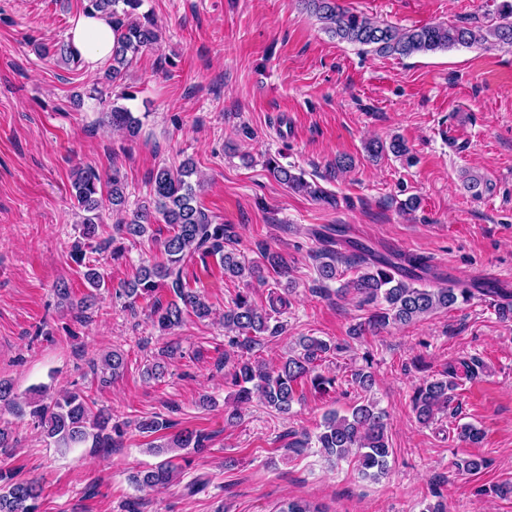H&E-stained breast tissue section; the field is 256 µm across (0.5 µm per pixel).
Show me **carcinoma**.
<instances>
[{
	"instance_id": "1",
	"label": "carcinoma",
	"mask_w": 512,
	"mask_h": 512,
	"mask_svg": "<svg viewBox=\"0 0 512 512\" xmlns=\"http://www.w3.org/2000/svg\"><path fill=\"white\" fill-rule=\"evenodd\" d=\"M84 11L100 13L112 22L115 41L112 48V65L105 74L109 82H116L121 73L144 49L159 39L154 19L139 13L143 0H84ZM304 10L314 14L325 25L332 37L347 43L370 46L385 56H410L415 53L445 50L458 45L470 46L493 38L512 45V0H501L496 8L497 22L487 29L480 26L458 27L424 25L400 28L380 25L370 18L346 11L336 0H300ZM102 124L118 128L135 138L142 128V121L129 108L112 103L102 113ZM389 150L397 156L408 152L405 141L394 138L389 144L374 142L367 152L377 156ZM269 174L279 183L299 193L307 194L326 204H333L334 197L318 185L307 181L304 174L295 173L270 157L266 161ZM152 206H140L132 212L128 222L116 226L115 231L127 237H142L160 219L171 233L162 242L163 260L139 267L132 280L124 286L128 298L150 297L165 289L173 295L166 305L154 307L153 323L167 333L180 327L185 318L193 315L199 319L210 317L212 309L196 289L190 287L186 267L194 256L204 259L217 257L224 274L233 277L264 278V272L278 276L288 274V263L277 252L259 246L263 262H248L234 250L225 246L234 243L235 233L229 224H217L197 204L200 187L197 166L190 158L178 167L159 166L149 174ZM71 196L82 212V237L90 240L98 235L101 224V200L107 197L112 209L122 210L127 203L126 184L118 169L112 176L103 178L91 165L77 167L72 172ZM323 247L315 255L317 271L323 280L336 279L337 252L330 236L322 237ZM71 259L85 268L83 279L93 291L74 299L71 288L61 283L57 288L60 304L73 311L75 318H90L97 306L96 290L105 287V281L97 268L85 263V253L80 245L73 246ZM358 263L363 272L351 282L350 287L340 288L344 293L353 290L361 296V302H384L385 311L368 319V326L377 329L389 322L409 324L430 315L440 308L447 309L461 300L468 302L473 294L468 288H416L411 281L416 275H404L393 261L384 257H360ZM287 307V300L280 295L269 300V308L257 307L246 294L232 299V306L224 311V328L233 333L228 346L240 350L234 362L231 384L237 387L236 396L242 402L258 397L267 407L286 413L295 400L296 387L308 383L319 392L327 391L334 380L315 372L314 363L330 353L331 345L305 336L298 340L300 352L288 356L280 366L268 369L248 357L266 336H279L283 325L275 321V315ZM96 371L103 382L117 377L126 367L124 352L112 350L103 353L95 362ZM460 375L450 366L443 377L425 381L413 394V409L422 422L435 419L448 410L453 401ZM351 383L362 391L374 384L373 375L363 368L351 371ZM29 416L34 427L41 429L53 440L57 448H71L92 442L94 448H110L122 438L124 431L112 422L111 413L94 411L87 399L74 392L50 395L45 389L33 390ZM143 434H155L170 428L169 420L154 415L137 422ZM210 436L197 429H182L160 445L149 450L156 453L198 451L205 447ZM318 447L330 457L343 459L355 453L359 470L366 476L378 478L385 474L391 454L383 413L374 403L362 401L354 405L350 414L339 416L332 411L325 415L322 430L316 435ZM181 474L174 459L168 457L129 476L136 488L158 489L173 484ZM42 487L35 481L16 480L11 472L0 469V512H37V501Z\"/></svg>"
}]
</instances>
